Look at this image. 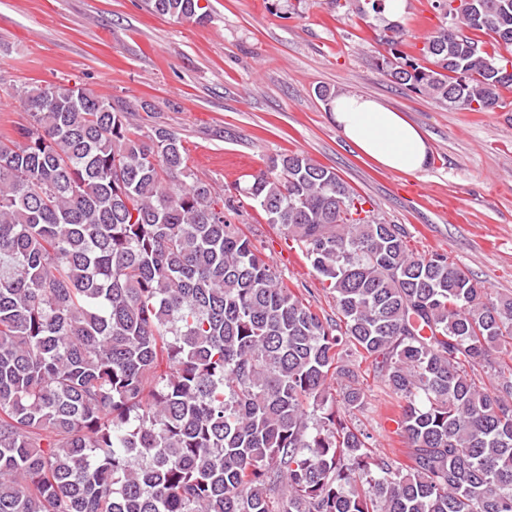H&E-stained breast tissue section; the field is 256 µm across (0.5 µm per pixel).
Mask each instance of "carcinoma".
I'll return each mask as SVG.
<instances>
[{
    "mask_svg": "<svg viewBox=\"0 0 512 512\" xmlns=\"http://www.w3.org/2000/svg\"><path fill=\"white\" fill-rule=\"evenodd\" d=\"M452 2L432 0L419 47L363 0L377 70L453 110L500 107L512 0ZM152 8L209 21L199 0ZM19 96L28 120L0 134V512H512L511 294L281 155L236 191L297 243L328 317L230 222L177 132L143 134L78 84ZM371 374L405 462L349 419Z\"/></svg>",
    "mask_w": 512,
    "mask_h": 512,
    "instance_id": "carcinoma-1",
    "label": "carcinoma"
}]
</instances>
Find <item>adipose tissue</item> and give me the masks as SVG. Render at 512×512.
Returning <instances> with one entry per match:
<instances>
[{
  "label": "adipose tissue",
  "mask_w": 512,
  "mask_h": 512,
  "mask_svg": "<svg viewBox=\"0 0 512 512\" xmlns=\"http://www.w3.org/2000/svg\"><path fill=\"white\" fill-rule=\"evenodd\" d=\"M330 109L343 137L383 169L405 174L424 170L429 144L399 112L361 95L336 96Z\"/></svg>",
  "instance_id": "adipose-tissue-1"
}]
</instances>
